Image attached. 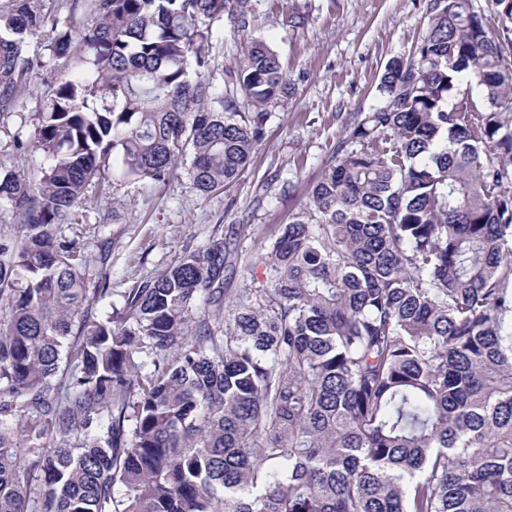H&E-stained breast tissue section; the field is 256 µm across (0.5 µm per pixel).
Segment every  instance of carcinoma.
I'll use <instances>...</instances> for the list:
<instances>
[{"mask_svg": "<svg viewBox=\"0 0 512 512\" xmlns=\"http://www.w3.org/2000/svg\"><path fill=\"white\" fill-rule=\"evenodd\" d=\"M42 2L0 0V117L48 60L83 69L38 113L39 182L0 176V512H512V0L497 31L430 0L267 287L226 300L242 258L215 234L104 320L107 277L61 233L86 186L111 192L112 163L166 184L189 154L200 194L224 188L288 81L257 39L232 86L203 78L211 20L245 32L251 0H65L98 23L29 56Z\"/></svg>", "mask_w": 512, "mask_h": 512, "instance_id": "1", "label": "carcinoma"}]
</instances>
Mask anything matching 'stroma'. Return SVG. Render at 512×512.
I'll use <instances>...</instances> for the list:
<instances>
[{"instance_id": "1", "label": "stroma", "mask_w": 512, "mask_h": 512, "mask_svg": "<svg viewBox=\"0 0 512 512\" xmlns=\"http://www.w3.org/2000/svg\"><path fill=\"white\" fill-rule=\"evenodd\" d=\"M429 0H252L254 21L239 33L229 17L212 23L211 67L215 86L228 80L250 41H265L280 56L289 82L286 99L270 110L265 133L239 178L208 195L195 190L185 163L169 185L115 179L110 196L88 185L81 204L62 226L63 236L90 260L89 274L107 273L110 302L97 314L121 307L130 289L167 269L212 234L229 237L242 261L224 282L227 298L265 286V254L278 225L303 209L306 190L331 160L353 113L382 106L377 85L386 64L410 54L426 25ZM300 16L289 25L286 15ZM81 69L70 61L32 77L8 118L0 119V173L38 181L44 161L21 154L17 139L31 140L35 112L57 83ZM111 242L108 261L101 245Z\"/></svg>"}]
</instances>
